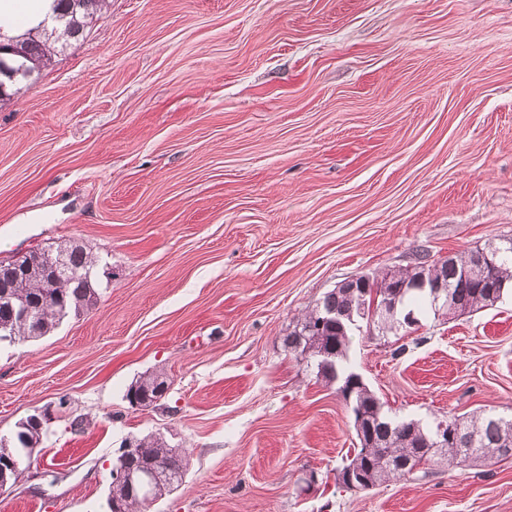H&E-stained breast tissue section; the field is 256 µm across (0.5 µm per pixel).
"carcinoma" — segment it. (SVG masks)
Masks as SVG:
<instances>
[{"label":"carcinoma","instance_id":"carcinoma-1","mask_svg":"<svg viewBox=\"0 0 512 512\" xmlns=\"http://www.w3.org/2000/svg\"><path fill=\"white\" fill-rule=\"evenodd\" d=\"M107 2L108 0H54V12L63 15L58 30L50 31L39 25L33 30L12 37L15 44L19 45L20 52L10 56V65L26 74L39 75L44 68L51 65L57 54L70 47L93 23L103 19ZM64 256L71 276L61 282H49L44 268L35 265L11 283V292L19 299L50 292L51 300L40 307L36 318L37 328L47 332L55 330L62 323L61 311H66L68 317L78 316L94 306L99 296V277L92 254L86 248L74 245L65 249ZM470 260L469 252L454 256V262L448 265V271L441 272V275L448 277V284H458L460 273ZM494 278L503 285L501 294L498 295L501 299L503 293L512 288V250L503 252L497 259ZM412 297L430 300L426 291L406 290L398 301L399 327L405 326L408 317L413 315V310L405 306V302ZM460 301L469 313L491 304L487 289L477 286L460 289ZM354 307L355 299L350 294L329 292L296 321L285 338L288 350L298 356L309 345L326 351L324 355L311 354L309 358L316 364L317 376L328 382L336 381L341 386L355 375V372L344 366L351 332L337 335L333 319L336 314H347ZM352 405L359 410H365L371 416L368 430L374 440L373 447L356 448L353 457L349 459V465L362 476L367 486L372 488L406 477V472L400 469L402 462H411L410 468L414 470L431 463L433 456L426 455L420 448L412 447V442L408 441V433L412 427L404 420L387 417L377 397L365 393L357 386L353 391ZM460 425L464 431L475 436L476 447L473 452L466 451L462 454L451 447L443 449L438 459L449 467L512 458V446H508L504 439L507 430H512V417L505 418L490 412L473 416L468 421L460 422ZM133 442L141 449V454L136 459L153 457L170 472L179 477L184 476L188 466L184 451L175 450L167 446L162 438L152 435L135 437Z\"/></svg>","mask_w":512,"mask_h":512}]
</instances>
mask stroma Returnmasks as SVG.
<instances>
[{
  "instance_id": "35a3bbf8",
  "label": "stroma",
  "mask_w": 512,
  "mask_h": 512,
  "mask_svg": "<svg viewBox=\"0 0 512 512\" xmlns=\"http://www.w3.org/2000/svg\"><path fill=\"white\" fill-rule=\"evenodd\" d=\"M503 237L512 0H109L0 105V259L74 241L110 274L54 332L0 341V437L58 409L0 512H108L122 440L155 434L190 460L150 512H512V459L339 487L351 411L283 343L352 276ZM414 315L353 332L386 414L512 415V292ZM149 373L169 390L132 408Z\"/></svg>"
}]
</instances>
